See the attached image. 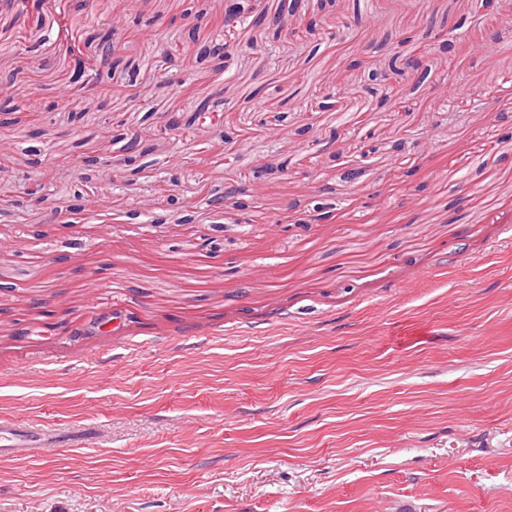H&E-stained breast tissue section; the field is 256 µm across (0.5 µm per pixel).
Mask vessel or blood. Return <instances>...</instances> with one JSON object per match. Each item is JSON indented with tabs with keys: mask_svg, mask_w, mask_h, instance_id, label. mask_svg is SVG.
<instances>
[{
	"mask_svg": "<svg viewBox=\"0 0 512 512\" xmlns=\"http://www.w3.org/2000/svg\"><path fill=\"white\" fill-rule=\"evenodd\" d=\"M93 438L92 429L72 433L51 426L30 422L0 419V458L34 459L46 449L59 448L72 443L88 444Z\"/></svg>",
	"mask_w": 512,
	"mask_h": 512,
	"instance_id": "vessel-or-blood-1",
	"label": "vessel or blood"
}]
</instances>
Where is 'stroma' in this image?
<instances>
[{"instance_id": "1", "label": "stroma", "mask_w": 512, "mask_h": 512, "mask_svg": "<svg viewBox=\"0 0 512 512\" xmlns=\"http://www.w3.org/2000/svg\"><path fill=\"white\" fill-rule=\"evenodd\" d=\"M221 4L0 0V418L98 432L0 512H512V0ZM246 2L249 3L247 11L253 13L254 17L263 15L261 11H258V5L256 0H226L224 2V22L227 28H232L237 24L240 15L245 11Z\"/></svg>"}]
</instances>
